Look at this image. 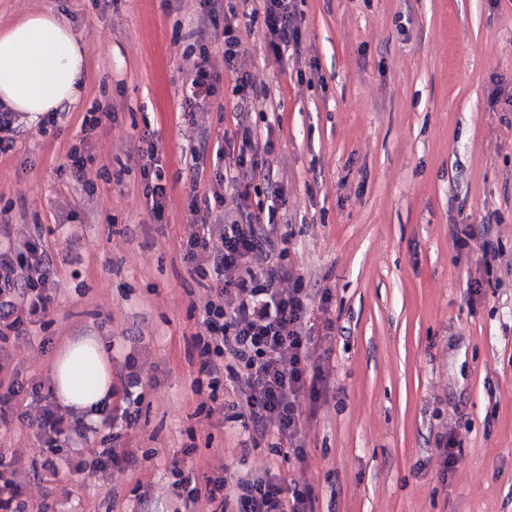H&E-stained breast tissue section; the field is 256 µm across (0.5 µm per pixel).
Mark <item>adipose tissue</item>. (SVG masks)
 <instances>
[{"label":"adipose tissue","instance_id":"obj_1","mask_svg":"<svg viewBox=\"0 0 512 512\" xmlns=\"http://www.w3.org/2000/svg\"><path fill=\"white\" fill-rule=\"evenodd\" d=\"M84 63L68 25L50 13L29 15L0 33V103L33 121L77 103ZM52 380L65 406L96 418L112 400V358L96 337L69 341L53 362Z\"/></svg>","mask_w":512,"mask_h":512}]
</instances>
